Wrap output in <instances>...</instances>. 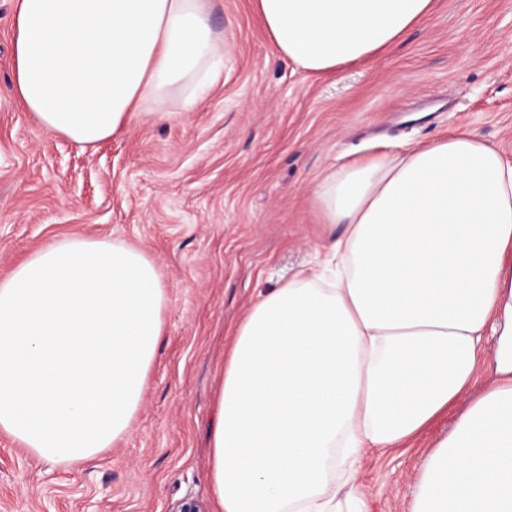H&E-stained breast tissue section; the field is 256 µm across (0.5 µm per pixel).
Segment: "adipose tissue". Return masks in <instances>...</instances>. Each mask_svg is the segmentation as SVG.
Masks as SVG:
<instances>
[{
  "label": "adipose tissue",
  "mask_w": 512,
  "mask_h": 512,
  "mask_svg": "<svg viewBox=\"0 0 512 512\" xmlns=\"http://www.w3.org/2000/svg\"><path fill=\"white\" fill-rule=\"evenodd\" d=\"M277 54L328 76L376 60L434 0H252ZM212 0H17L12 93L82 149L213 87ZM343 225L235 326L215 396L213 512H368L366 449L403 448L495 378L428 452L410 512H512V154L462 130L317 176ZM170 304L149 257L74 232L0 278V430L83 465L139 411Z\"/></svg>",
  "instance_id": "1"
}]
</instances>
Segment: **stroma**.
<instances>
[{
	"label": "stroma",
	"mask_w": 512,
	"mask_h": 512,
	"mask_svg": "<svg viewBox=\"0 0 512 512\" xmlns=\"http://www.w3.org/2000/svg\"><path fill=\"white\" fill-rule=\"evenodd\" d=\"M17 0H0V276L71 232L121 240L153 261L171 305L128 436L65 467L0 431V512H213L208 426L232 326L288 281L326 237L316 176L356 157L476 131L512 152V0H437L435 14L370 66L322 79L270 45L250 0H214L233 32L224 69L193 110L135 123L83 150L42 128L10 93ZM391 456L368 450L369 512H408L424 455L493 379Z\"/></svg>",
	"instance_id": "obj_1"
}]
</instances>
